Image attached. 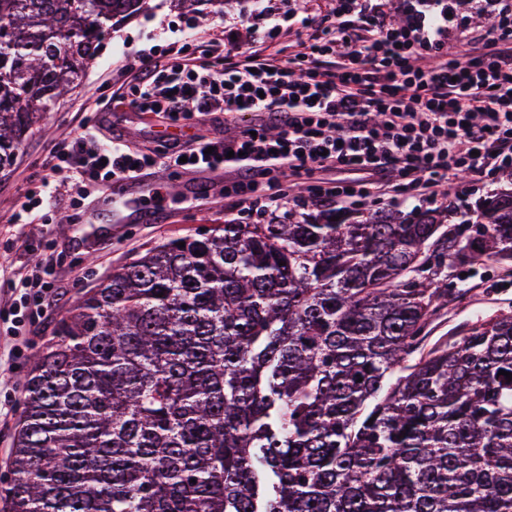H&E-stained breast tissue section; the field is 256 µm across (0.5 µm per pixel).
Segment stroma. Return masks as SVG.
I'll return each instance as SVG.
<instances>
[{
  "mask_svg": "<svg viewBox=\"0 0 512 512\" xmlns=\"http://www.w3.org/2000/svg\"><path fill=\"white\" fill-rule=\"evenodd\" d=\"M147 2L146 9L136 17L114 26L78 84L43 116L39 127L24 141L13 166L0 171V474L5 471L19 424V399L32 357L78 297L97 287L113 269L168 238L224 222L261 221L257 214L236 210L232 197L227 196L226 190L236 177L233 169L192 174L170 166L150 170L145 177L146 182L163 183L172 191L161 214L141 222L86 225V242L76 241L75 225L64 223L68 211L63 207L56 210L57 220L50 224L8 223L15 201L30 188L33 175L44 170L54 147L61 145L84 119L94 121L104 139L119 138L138 149H163L175 136L185 143L198 135L230 133L231 128L220 113L178 130L169 127L160 113L137 112L127 107L96 110L95 91L105 85L112 92H126L136 76L129 67L131 58L162 44L163 28L176 29L185 21H192L197 26L199 43L220 51L225 47L221 18L247 17L255 8V0H196L190 8L183 7L179 0ZM266 7L269 13L283 19L269 41L259 47L264 57L273 59L296 50L299 42L310 36L309 31L292 25L291 16L307 15L319 21L329 9L327 0H267ZM501 183L498 175L485 183H469L463 191L449 195L440 208L448 212L450 223H463L478 202ZM44 253L56 258L64 286L47 300L40 319L32 321L26 309L29 291L20 279ZM499 311H512V264L476 266L467 277L464 294L448 301L432 323L430 340L435 343L461 338L477 319Z\"/></svg>",
  "mask_w": 512,
  "mask_h": 512,
  "instance_id": "obj_1",
  "label": "stroma"
}]
</instances>
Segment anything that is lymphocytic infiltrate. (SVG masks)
Returning <instances> with one entry per match:
<instances>
[{
	"label": "lymphocytic infiltrate",
	"instance_id": "1",
	"mask_svg": "<svg viewBox=\"0 0 512 512\" xmlns=\"http://www.w3.org/2000/svg\"><path fill=\"white\" fill-rule=\"evenodd\" d=\"M389 0H332L301 54L276 62L228 40L224 54L197 48L193 32L138 61L129 94L104 96L100 106L126 105L160 112L170 126L220 112L236 120L254 112L271 116L276 129L241 126L231 137L172 141L165 153L101 140L96 125L57 149L38 182L12 215L26 223L34 210L76 208L74 190L117 180L134 181L154 167L182 162L184 169H238L237 202L266 206L286 196L268 180L281 170L292 183L307 184L323 206L351 195L376 197L388 178L401 200L434 203L441 186L460 176L480 180L512 170V7L478 0L490 36L469 52L449 56L453 28L449 0H400L393 18ZM337 55L335 69L321 66ZM343 166L365 171V181L319 184L317 170Z\"/></svg>",
	"mask_w": 512,
	"mask_h": 512
}]
</instances>
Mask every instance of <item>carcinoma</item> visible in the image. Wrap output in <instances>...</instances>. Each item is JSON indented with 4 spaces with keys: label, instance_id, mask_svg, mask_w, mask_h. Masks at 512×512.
Returning <instances> with one entry per match:
<instances>
[{
    "label": "carcinoma",
    "instance_id": "carcinoma-1",
    "mask_svg": "<svg viewBox=\"0 0 512 512\" xmlns=\"http://www.w3.org/2000/svg\"><path fill=\"white\" fill-rule=\"evenodd\" d=\"M145 4L0 0V170ZM511 261L512 189L167 239L36 353L0 512H512V313L425 351L448 265Z\"/></svg>",
    "mask_w": 512,
    "mask_h": 512
}]
</instances>
